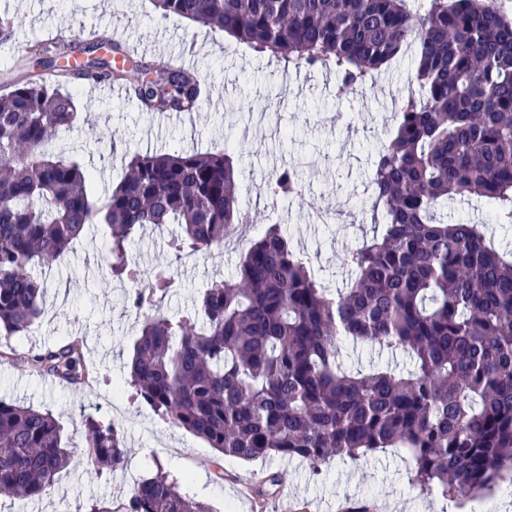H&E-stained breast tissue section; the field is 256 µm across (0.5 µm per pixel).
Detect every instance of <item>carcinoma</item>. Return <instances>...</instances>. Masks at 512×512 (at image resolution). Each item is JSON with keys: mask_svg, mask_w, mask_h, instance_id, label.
Here are the masks:
<instances>
[{"mask_svg": "<svg viewBox=\"0 0 512 512\" xmlns=\"http://www.w3.org/2000/svg\"><path fill=\"white\" fill-rule=\"evenodd\" d=\"M164 18L219 30L296 69L336 71V94L366 90L375 73L411 49V93L394 137L372 155L370 183L383 231L349 251V285L331 297L280 224L249 242L234 276L213 281L194 307L160 310L175 287L170 265L144 269L130 244L145 226L178 225L177 259L224 246L251 211L236 193L225 152L135 153L100 201L94 173L53 149L81 122L64 90L72 79L112 83L132 64L146 112H197L198 70L132 59L105 32L38 42L27 57L40 78L0 95V338L24 336L43 310L36 270L64 260L92 224L109 229L103 261L131 284L145 311L127 385L135 399L201 439L218 457L298 458L313 469L386 448L412 456L422 492L464 501L512 473V251L487 244L484 225L438 217L450 200L479 198L512 227V18L491 0H155ZM272 199L302 196L283 167ZM402 354L352 371L341 342ZM84 342L69 339L11 360L71 385L90 383ZM96 473L126 469L120 425L84 422ZM75 457L49 411L0 400V494H48ZM84 512H212L160 470L118 506Z\"/></svg>", "mask_w": 512, "mask_h": 512, "instance_id": "cac0c4a2", "label": "carcinoma"}]
</instances>
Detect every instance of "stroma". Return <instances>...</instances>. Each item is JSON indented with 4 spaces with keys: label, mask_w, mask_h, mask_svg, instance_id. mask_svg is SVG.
Returning a JSON list of instances; mask_svg holds the SVG:
<instances>
[{
    "label": "stroma",
    "mask_w": 512,
    "mask_h": 512,
    "mask_svg": "<svg viewBox=\"0 0 512 512\" xmlns=\"http://www.w3.org/2000/svg\"><path fill=\"white\" fill-rule=\"evenodd\" d=\"M1 13L19 20L14 37L0 44L1 67L32 43L96 27L125 42L134 58L181 61L199 68L208 83L200 111L169 113L161 123L130 101L127 85L72 86L79 103L91 100L95 107L55 142L56 151L93 169L100 193L122 179L125 154L228 149L240 170L239 199L254 215L245 237L178 261L169 252L168 231L146 228L131 244L143 268L173 262L178 286L163 302L167 314L189 309L212 280L231 277L243 246L268 224L287 226L294 252L329 292L345 288L351 278L346 253L382 230V214L373 208L371 156L397 129L412 54L377 74L366 92L340 100L335 72L287 67L223 33L162 19L153 0H0ZM285 163L298 166L303 194L270 199L266 182ZM309 197L328 223L310 221ZM448 218L486 222L488 238L512 247V229L494 224L485 202L452 204ZM105 238L103 226H92L63 263L40 270L44 314L29 335L11 340L18 349L37 350L66 336L83 338L85 362L97 376L93 387L70 386L0 357V399L50 410L78 451L50 494L23 501L0 495V512H82L91 498L119 501L160 466L184 479L185 490L213 512H345L356 501L369 503L372 512H461L458 502L412 485L410 458L401 448L337 457L316 471L298 459L220 460L203 440L139 405L126 378L142 315L128 303L129 286L105 273ZM112 399L124 407L129 461L125 471L100 476L81 452L83 418L111 420ZM277 471L283 484L256 496L255 486Z\"/></svg>",
    "instance_id": "obj_1"
}]
</instances>
